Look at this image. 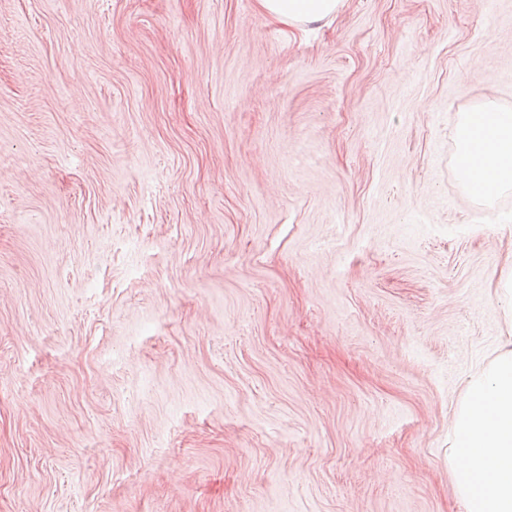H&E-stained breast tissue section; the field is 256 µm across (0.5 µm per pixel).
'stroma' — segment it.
Listing matches in <instances>:
<instances>
[{
	"label": "stroma",
	"mask_w": 512,
	"mask_h": 512,
	"mask_svg": "<svg viewBox=\"0 0 512 512\" xmlns=\"http://www.w3.org/2000/svg\"><path fill=\"white\" fill-rule=\"evenodd\" d=\"M487 103L512 0H0V512H466ZM261 12L284 29H301L326 23L342 5V0H257Z\"/></svg>",
	"instance_id": "35a3bbf8"
}]
</instances>
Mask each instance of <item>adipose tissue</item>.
I'll return each instance as SVG.
<instances>
[{
  "label": "adipose tissue",
  "instance_id": "ef3b65f1",
  "mask_svg": "<svg viewBox=\"0 0 512 512\" xmlns=\"http://www.w3.org/2000/svg\"><path fill=\"white\" fill-rule=\"evenodd\" d=\"M284 29L331 20L342 0H257ZM458 174L487 195L512 187V113L462 117ZM455 488L467 512H512V339L467 384L466 398L448 429Z\"/></svg>",
  "mask_w": 512,
  "mask_h": 512
}]
</instances>
